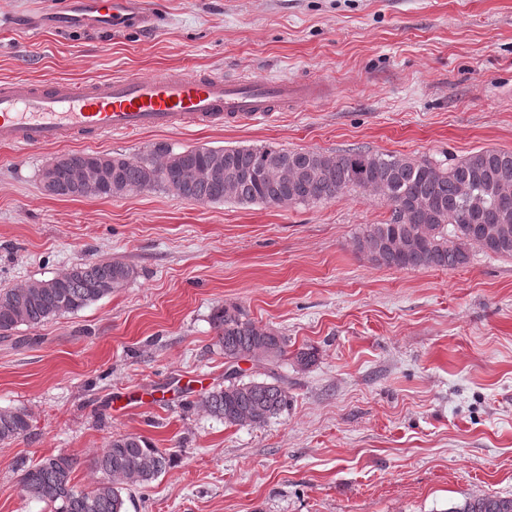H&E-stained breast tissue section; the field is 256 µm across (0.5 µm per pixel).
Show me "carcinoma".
Wrapping results in <instances>:
<instances>
[{
	"instance_id": "carcinoma-1",
	"label": "carcinoma",
	"mask_w": 512,
	"mask_h": 512,
	"mask_svg": "<svg viewBox=\"0 0 512 512\" xmlns=\"http://www.w3.org/2000/svg\"><path fill=\"white\" fill-rule=\"evenodd\" d=\"M224 155L230 189L224 181L195 180L191 169L209 165L210 156ZM174 151L159 144L128 161L123 155L76 152L69 164L57 171L60 194L79 198L70 186V171L106 157L112 162L116 195L150 185L170 191L179 184L181 198L216 203L272 204L278 195L287 204L331 202L346 192L368 194L390 209L382 224H367L355 237L356 250L377 266L395 269L421 267L455 269L470 262L473 249L512 258V229L496 244L484 241L488 224L512 226V205L501 218L499 191L512 186V151L482 149L448 165L418 160L406 155L372 152L363 147L325 153L288 150L272 145L190 151L187 166L171 164ZM278 163L285 173L279 190L264 173ZM91 270L64 281L35 280L16 288L0 290V331L20 325L35 326L62 314L77 312L112 294L134 278V269L118 262L99 260ZM212 324L226 362L266 353L262 362L275 365L286 353V340L273 329L246 318L236 307L217 306ZM201 406L226 424L244 420L262 426L288 408V390L276 377L246 380L241 374L227 377L224 387L203 396ZM30 428L22 409H0V444H8ZM78 458L67 453L51 454L24 470L22 491L56 505V512H127L123 491L143 487L173 464V457L146 438L118 434L90 460L100 474L90 490L74 483ZM445 512H512V498L483 496L451 504Z\"/></svg>"
}]
</instances>
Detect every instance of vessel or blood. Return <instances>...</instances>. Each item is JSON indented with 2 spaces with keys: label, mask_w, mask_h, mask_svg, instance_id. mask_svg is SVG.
<instances>
[{
  "label": "vessel or blood",
  "mask_w": 512,
  "mask_h": 512,
  "mask_svg": "<svg viewBox=\"0 0 512 512\" xmlns=\"http://www.w3.org/2000/svg\"><path fill=\"white\" fill-rule=\"evenodd\" d=\"M90 21L115 31L148 30L145 0H70L55 30ZM312 85L284 80L230 81L223 74L169 72L106 81H17L0 85V144L46 146L87 134L133 135L181 126H221L316 98Z\"/></svg>",
  "instance_id": "1"
}]
</instances>
